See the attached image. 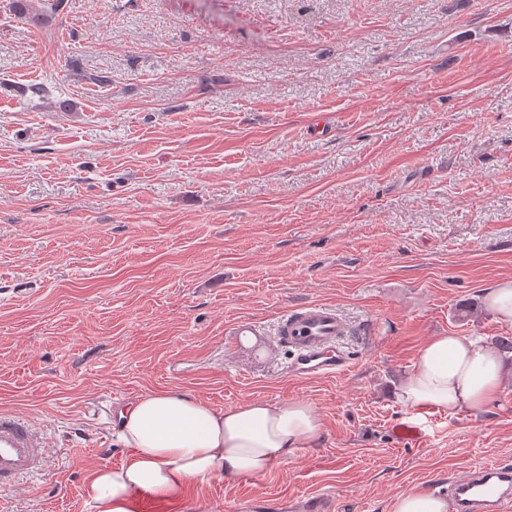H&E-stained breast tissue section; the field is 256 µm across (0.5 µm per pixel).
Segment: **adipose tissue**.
Here are the masks:
<instances>
[{
    "mask_svg": "<svg viewBox=\"0 0 512 512\" xmlns=\"http://www.w3.org/2000/svg\"><path fill=\"white\" fill-rule=\"evenodd\" d=\"M504 377L503 358L481 338L435 336L394 396L418 416L480 410L496 404ZM322 432L306 401L254 400L218 410L181 389L145 394L120 411L113 432L128 458L96 470L85 496L94 512H142L144 498L169 501L193 482L264 475L294 450L314 447Z\"/></svg>",
    "mask_w": 512,
    "mask_h": 512,
    "instance_id": "1",
    "label": "adipose tissue"
}]
</instances>
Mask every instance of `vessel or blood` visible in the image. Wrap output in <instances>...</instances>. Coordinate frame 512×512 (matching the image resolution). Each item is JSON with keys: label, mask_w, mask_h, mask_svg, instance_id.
Wrapping results in <instances>:
<instances>
[{"label": "vessel or blood", "mask_w": 512, "mask_h": 512, "mask_svg": "<svg viewBox=\"0 0 512 512\" xmlns=\"http://www.w3.org/2000/svg\"><path fill=\"white\" fill-rule=\"evenodd\" d=\"M276 332L292 357L290 373L326 377L347 371L351 359L342 346L345 321L327 305L308 304L280 317ZM44 442L35 429L11 412H0V485L37 471ZM456 512H512V467L492 463L449 482L446 489Z\"/></svg>", "instance_id": "obj_1"}]
</instances>
